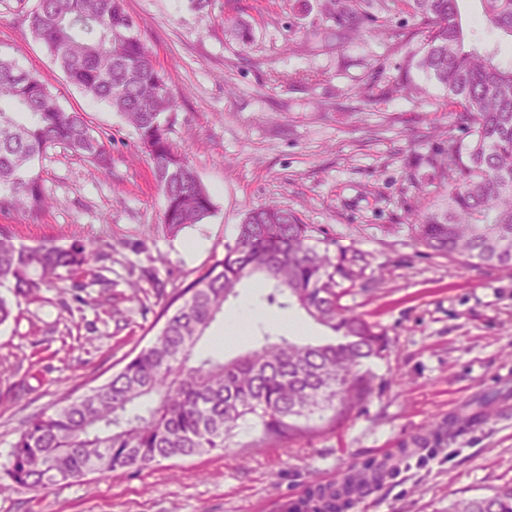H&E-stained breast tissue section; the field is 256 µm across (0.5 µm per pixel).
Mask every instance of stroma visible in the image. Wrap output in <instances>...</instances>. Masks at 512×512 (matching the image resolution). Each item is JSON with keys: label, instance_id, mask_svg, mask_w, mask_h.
<instances>
[{"label": "stroma", "instance_id": "stroma-1", "mask_svg": "<svg viewBox=\"0 0 512 512\" xmlns=\"http://www.w3.org/2000/svg\"><path fill=\"white\" fill-rule=\"evenodd\" d=\"M36 0H0V58L34 72L66 111L83 113L112 155L102 174L68 149L36 161L50 204L38 215L0 211V240L17 245L93 246L112 304L86 285L69 311L55 290L15 297L0 325V464L23 423L108 381L152 342L177 291L234 245L247 210L278 203L309 226L330 256L360 253L342 281L343 305L377 324L387 347L372 359L371 394L346 416L314 413L308 432L253 446L240 424L229 448L136 471L34 492L0 478V512H277L352 469L378 471L347 512H448L459 498L512 485V426L491 408L440 444H420L442 419L490 390L512 395V268L470 267L415 242L410 226L428 198L415 177L422 158L463 140L442 93L406 70L424 40L408 14L391 11L381 33L326 42L335 22L325 0H125L138 36L165 73L177 107L170 138L185 152L214 204L203 223L170 235L164 198L134 130L105 104L71 85L28 31ZM249 27L248 42L232 25ZM423 92L393 94L401 75ZM198 248L186 253V242ZM246 280L224 304L201 356L230 360L281 333L280 316L303 325L299 338L327 331L298 307L267 304ZM266 321L225 338L226 315L243 303Z\"/></svg>", "mask_w": 512, "mask_h": 512}]
</instances>
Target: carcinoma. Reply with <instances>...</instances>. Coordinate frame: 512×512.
<instances>
[{
  "instance_id": "1",
  "label": "carcinoma",
  "mask_w": 512,
  "mask_h": 512,
  "mask_svg": "<svg viewBox=\"0 0 512 512\" xmlns=\"http://www.w3.org/2000/svg\"><path fill=\"white\" fill-rule=\"evenodd\" d=\"M490 30L512 37V0H480ZM395 5L421 32L420 54L406 68L421 71L443 92L449 116L466 125L470 140L448 137V159L424 157L431 170L418 181L438 180L446 196L419 212L412 224L426 246L470 266L512 267V62L478 46L474 33L457 21L458 0H326L336 21L330 36L348 39L365 29L371 9ZM31 36L49 53L68 81L103 102L136 131L148 155L171 233L201 224L212 214V198L181 149L168 136L175 101L165 74L134 33L124 0H37L26 14ZM35 74L0 58V210H42L48 196L35 160L62 145L102 170L111 157L102 138L77 112H66ZM309 227L292 210L268 204L246 213L235 245L173 298L163 326L106 383L81 398L42 411L20 428L0 474L30 490L63 486L88 473L138 469L224 449L241 421L251 422L258 440H287L299 434L298 420L331 408L335 416L360 403L369 391L367 361L386 348L385 335L345 308L339 280L353 276V259L333 261L308 244ZM98 253L90 248L25 247L0 240V283L11 281L16 297L31 299L44 288L65 294L94 275ZM261 274L284 296L329 328L335 340L298 343L263 336L254 350L232 360L194 357L224 303L247 278ZM507 398L480 395L465 422L478 421ZM357 470L332 484L306 490L315 507L302 512H341L363 485ZM448 512H512V487L483 497L453 501Z\"/></svg>"
}]
</instances>
